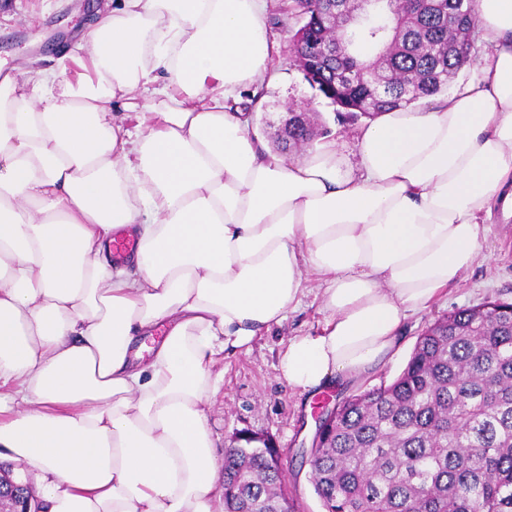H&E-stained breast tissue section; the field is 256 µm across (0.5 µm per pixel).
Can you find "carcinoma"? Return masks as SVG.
I'll use <instances>...</instances> for the list:
<instances>
[{
	"instance_id": "1",
	"label": "carcinoma",
	"mask_w": 512,
	"mask_h": 512,
	"mask_svg": "<svg viewBox=\"0 0 512 512\" xmlns=\"http://www.w3.org/2000/svg\"><path fill=\"white\" fill-rule=\"evenodd\" d=\"M356 17L341 28L343 13ZM313 41L342 40L312 87L369 119L448 90L472 60L476 0H289ZM288 115L283 151L311 144ZM243 435L224 449V512H295L281 460ZM309 475L325 512H512V303L448 313L401 374L336 405Z\"/></svg>"
}]
</instances>
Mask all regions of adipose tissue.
I'll list each match as a JSON object with an SVG mask.
<instances>
[{
  "mask_svg": "<svg viewBox=\"0 0 512 512\" xmlns=\"http://www.w3.org/2000/svg\"><path fill=\"white\" fill-rule=\"evenodd\" d=\"M267 10L112 0L80 45L95 80L0 71V463L43 512H214L217 355L281 325L313 274L329 318L281 375L351 386L461 280L494 209L512 218V0H477V79L365 121L353 159L333 140L275 157L252 133ZM138 106L160 127L125 128ZM120 227L138 248L116 268Z\"/></svg>",
  "mask_w": 512,
  "mask_h": 512,
  "instance_id": "ef3b65f1",
  "label": "adipose tissue"
}]
</instances>
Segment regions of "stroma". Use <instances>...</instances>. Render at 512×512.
I'll return each instance as SVG.
<instances>
[{"instance_id":"obj_1","label":"stroma","mask_w":512,"mask_h":512,"mask_svg":"<svg viewBox=\"0 0 512 512\" xmlns=\"http://www.w3.org/2000/svg\"><path fill=\"white\" fill-rule=\"evenodd\" d=\"M287 2L269 0L266 25L279 44L271 67L279 79L251 98L255 128L267 143H274L288 110L303 109L312 112L317 126L328 128L330 138L345 152H354L356 123L338 118L335 106L309 85L294 57L290 42L294 22L285 11ZM97 3L0 0V64L10 68L24 62L47 68L60 63L69 80L94 78L89 58L64 60L60 50L74 47L86 37ZM494 300L512 302V223L485 225L480 253L461 282L428 309L408 316L399 349L374 376L340 391L329 389L309 395L289 387L279 372L280 355L288 340L318 334L324 327L321 292L316 280H309L302 305L289 312L282 326L261 333L249 347L225 353L214 365V372L222 376L208 414L216 459H223L225 448L237 433L270 436L287 462V490L298 512H323L307 464L319 407L326 401L393 382L429 325L448 312Z\"/></svg>"}]
</instances>
